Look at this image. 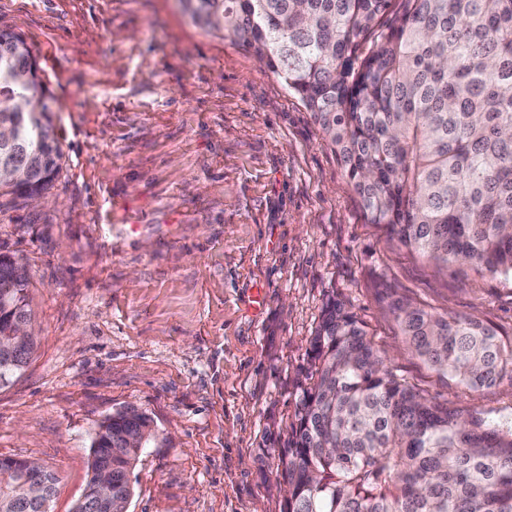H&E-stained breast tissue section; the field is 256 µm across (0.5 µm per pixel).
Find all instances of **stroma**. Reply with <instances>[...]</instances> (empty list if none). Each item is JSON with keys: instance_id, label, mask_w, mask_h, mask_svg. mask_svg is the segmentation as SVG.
Masks as SVG:
<instances>
[{"instance_id": "stroma-1", "label": "stroma", "mask_w": 512, "mask_h": 512, "mask_svg": "<svg viewBox=\"0 0 512 512\" xmlns=\"http://www.w3.org/2000/svg\"><path fill=\"white\" fill-rule=\"evenodd\" d=\"M53 99L63 152L41 204L0 196V253L29 271L34 352L0 386V457L54 469L72 512L100 425L157 438L128 512H285L277 450L329 297L433 402L512 418L408 354L393 295L512 339V278L435 265L368 223L298 96L177 0H0Z\"/></svg>"}]
</instances>
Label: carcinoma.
I'll return each mask as SVG.
<instances>
[{
	"instance_id": "cac0c4a2",
	"label": "carcinoma",
	"mask_w": 512,
	"mask_h": 512,
	"mask_svg": "<svg viewBox=\"0 0 512 512\" xmlns=\"http://www.w3.org/2000/svg\"><path fill=\"white\" fill-rule=\"evenodd\" d=\"M299 97L321 127L372 224L448 267L512 276V0H180ZM21 34L0 30V169L26 180L0 191L30 199L62 151L51 97ZM29 282L0 300V343L31 321ZM413 355L470 390L512 382V342L472 316L389 302ZM32 349L0 356V386ZM311 379L278 450L286 512H512V420L434 403L385 366L357 317L334 298L309 341ZM151 440L128 408L104 422L91 472L112 467V502L74 512H128L129 475ZM9 512H49L19 460L0 458Z\"/></svg>"
}]
</instances>
